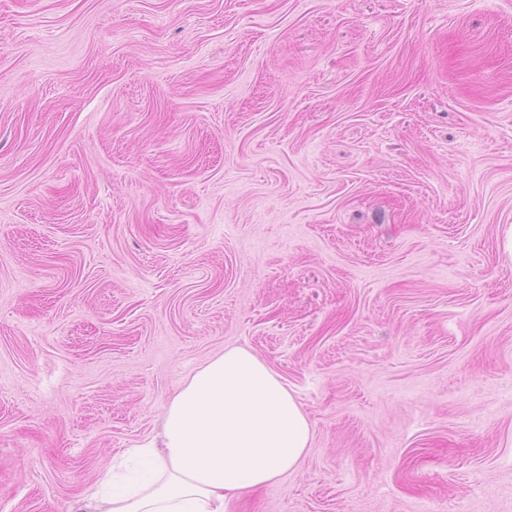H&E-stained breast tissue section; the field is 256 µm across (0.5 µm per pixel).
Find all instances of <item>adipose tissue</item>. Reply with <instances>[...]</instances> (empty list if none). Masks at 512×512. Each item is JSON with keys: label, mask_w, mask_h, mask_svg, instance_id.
I'll return each mask as SVG.
<instances>
[{"label": "adipose tissue", "mask_w": 512, "mask_h": 512, "mask_svg": "<svg viewBox=\"0 0 512 512\" xmlns=\"http://www.w3.org/2000/svg\"><path fill=\"white\" fill-rule=\"evenodd\" d=\"M311 437L279 375L249 349L231 347L180 384L161 443L130 449L127 473L104 476L84 508L224 512L228 496L294 470Z\"/></svg>", "instance_id": "adipose-tissue-1"}]
</instances>
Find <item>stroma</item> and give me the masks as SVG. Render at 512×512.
Returning <instances> with one entry per match:
<instances>
[{
    "mask_svg": "<svg viewBox=\"0 0 512 512\" xmlns=\"http://www.w3.org/2000/svg\"><path fill=\"white\" fill-rule=\"evenodd\" d=\"M512 0H0V512H78L230 347L300 464L226 512H512Z\"/></svg>",
    "mask_w": 512,
    "mask_h": 512,
    "instance_id": "1",
    "label": "stroma"
}]
</instances>
